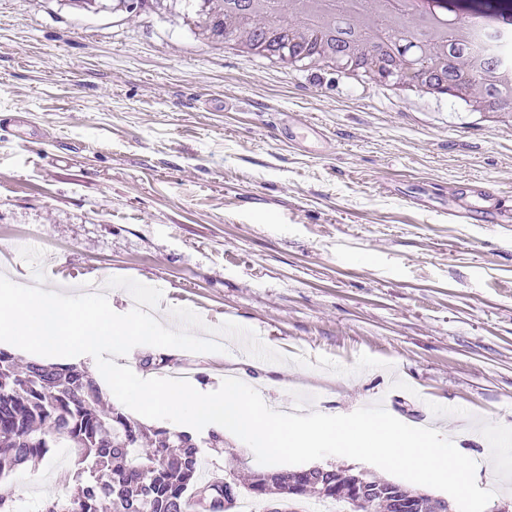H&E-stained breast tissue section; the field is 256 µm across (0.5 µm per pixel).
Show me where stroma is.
<instances>
[{
	"instance_id": "35a3bbf8",
	"label": "stroma",
	"mask_w": 512,
	"mask_h": 512,
	"mask_svg": "<svg viewBox=\"0 0 512 512\" xmlns=\"http://www.w3.org/2000/svg\"><path fill=\"white\" fill-rule=\"evenodd\" d=\"M194 15L89 13L72 0H0V274L66 295L115 276L162 289L211 327L252 329L282 361L140 350L157 378L189 365L272 407L344 415L376 403L489 456L486 512L512 503V223H455L448 205L484 185L512 207V124L427 90L314 64L277 66L207 43ZM315 125L317 152L288 143ZM376 367L355 371L360 355ZM349 367H314L318 356ZM303 356L307 365L296 364ZM203 461L244 482L262 466L242 440ZM68 447L0 474L13 512L66 496Z\"/></svg>"
}]
</instances>
